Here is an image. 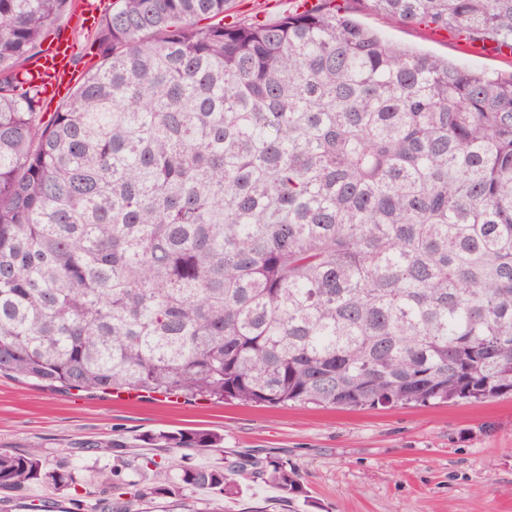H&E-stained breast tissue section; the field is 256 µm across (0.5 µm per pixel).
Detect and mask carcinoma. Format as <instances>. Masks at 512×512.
<instances>
[{"label":"carcinoma","instance_id":"1","mask_svg":"<svg viewBox=\"0 0 512 512\" xmlns=\"http://www.w3.org/2000/svg\"><path fill=\"white\" fill-rule=\"evenodd\" d=\"M318 0H112L55 112L27 63L79 0H0V373L50 390L366 409L512 394V70L390 41ZM512 56V0H368ZM146 448L221 437L159 431ZM282 458L117 459L112 512ZM83 484L31 448L0 490ZM292 6V0H235L230 13L238 18L257 16L271 22L288 12Z\"/></svg>","mask_w":512,"mask_h":512}]
</instances>
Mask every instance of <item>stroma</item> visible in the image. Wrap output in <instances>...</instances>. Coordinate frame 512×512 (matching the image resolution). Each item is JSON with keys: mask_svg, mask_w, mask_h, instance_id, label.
<instances>
[{"mask_svg": "<svg viewBox=\"0 0 512 512\" xmlns=\"http://www.w3.org/2000/svg\"><path fill=\"white\" fill-rule=\"evenodd\" d=\"M358 18L392 41L414 45L489 72L507 60L424 27L389 25L368 5ZM207 429L221 447L192 461L220 466L240 456H276L298 470L307 512H512V394L487 402L347 410L315 405L259 406L206 398L50 391L0 375V450L40 449L46 467L68 464L88 495L85 512L108 499L98 480L117 455H142L141 437L159 430ZM127 442L124 451L112 439ZM97 440L94 448L86 440ZM232 498L199 491L204 512H288L284 493L269 482L241 479ZM8 512H68L51 485L0 492Z\"/></svg>", "mask_w": 512, "mask_h": 512, "instance_id": "stroma-1", "label": "stroma"}]
</instances>
